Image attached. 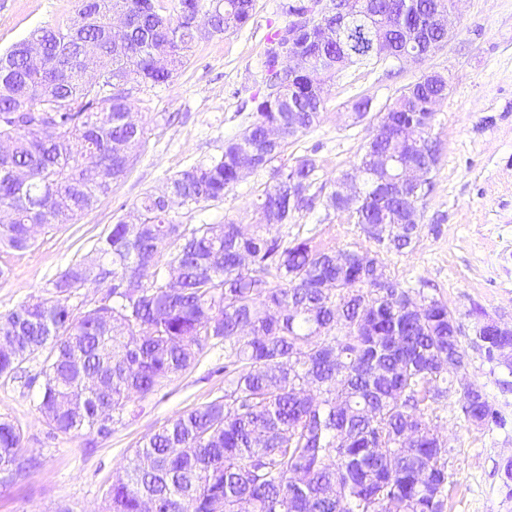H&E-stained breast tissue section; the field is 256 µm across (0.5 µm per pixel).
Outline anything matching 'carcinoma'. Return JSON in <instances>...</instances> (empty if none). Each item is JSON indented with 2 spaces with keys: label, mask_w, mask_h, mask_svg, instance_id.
<instances>
[{
  "label": "carcinoma",
  "mask_w": 512,
  "mask_h": 512,
  "mask_svg": "<svg viewBox=\"0 0 512 512\" xmlns=\"http://www.w3.org/2000/svg\"><path fill=\"white\" fill-rule=\"evenodd\" d=\"M405 0H370L341 41L311 27L308 0L286 6L291 20L268 37L265 92L253 120L222 155L168 178L99 237L92 251L112 285L74 313L82 263L54 292L0 315V375L30 356L46 358L39 408L53 435L111 432L113 412L146 400L189 369L206 344L224 342V396L180 414L143 437L124 474L108 487L105 512H445L448 448L432 424L464 363L462 331L445 301L392 278L383 257L422 231L414 190L392 184L394 158L432 146L435 97L426 78L376 114L346 198L317 185L309 155L284 159L316 127L326 84L371 59L401 60L435 34L401 27ZM254 0H81L69 22L34 30L44 63L31 68L20 44L0 53V248L24 251L52 224H72L122 178L145 127L131 119L130 85L167 82L192 44L247 25ZM302 48L295 66L282 56ZM373 99L351 104L357 123ZM49 121L53 138H39ZM272 170L254 206L266 225L313 211L348 208L375 249L324 247L313 237H270L224 224L177 222L182 208L224 199L245 171ZM469 419L504 427L485 394L465 396ZM23 433L0 420V473L21 463Z\"/></svg>",
  "instance_id": "cac0c4a2"
}]
</instances>
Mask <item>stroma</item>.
I'll return each instance as SVG.
<instances>
[{
	"instance_id": "stroma-1",
	"label": "stroma",
	"mask_w": 512,
	"mask_h": 512,
	"mask_svg": "<svg viewBox=\"0 0 512 512\" xmlns=\"http://www.w3.org/2000/svg\"><path fill=\"white\" fill-rule=\"evenodd\" d=\"M288 0H255L244 28L199 41L187 64L168 82L132 91V118L146 128V142L111 193L73 224L46 227L25 251H0V313L52 292L55 280L74 263H94V241L148 192L161 191L178 171L220 156L226 141L250 123L254 100L265 90L262 66L272 29L284 26ZM78 0H0V52L41 26L74 16ZM449 25L456 35L424 61L366 62L328 84L321 123L289 145L287 157L315 153L320 180L357 166L369 121L351 123L354 99L371 96L374 110L392 103L424 74L448 79L434 132L442 143L434 188L423 202V229L412 248L384 258L396 280L447 301L462 327L465 382L481 388L506 420L505 427L476 426L459 410L461 385L439 403L433 423L451 453L447 512H512V488L503 467L512 460V371L488 360L475 346L470 312L512 326V0H462ZM271 170L244 176L224 196L201 209L177 210L183 224L244 227L258 222L253 202ZM271 234L315 236L327 247H369L347 215L316 209ZM224 348L205 349L199 362L173 377L141 404L123 411L108 436L85 431L53 436L39 409L42 358L25 360L0 376V418L23 431L21 466L0 473V512H103L105 492L128 466L138 442L182 412L224 393ZM464 382V383H465Z\"/></svg>"
}]
</instances>
